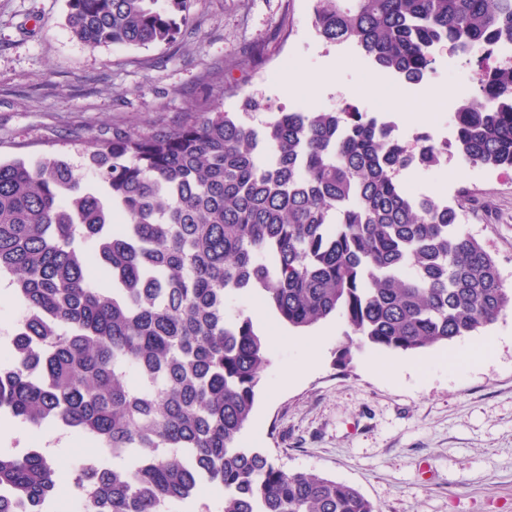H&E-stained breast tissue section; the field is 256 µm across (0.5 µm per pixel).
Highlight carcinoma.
<instances>
[{"label":"carcinoma","instance_id":"carcinoma-1","mask_svg":"<svg viewBox=\"0 0 512 512\" xmlns=\"http://www.w3.org/2000/svg\"><path fill=\"white\" fill-rule=\"evenodd\" d=\"M158 2L68 0L69 23L91 48L168 45L186 0ZM312 2L324 41L409 83L426 80L439 50L512 43V0ZM484 68L487 105L459 103L453 148L512 168V69ZM81 152L90 184L54 154L0 160V275L32 317L8 345L0 414L78 429L131 458L79 470L93 491L85 512H160L204 482L224 493L219 512H381L347 483L239 447L270 346L230 305L260 297L297 333L341 315L343 365L354 349L416 353L496 322L512 290L493 257L453 208L398 179L438 163L430 135L413 152L387 120L347 103L274 112L259 127L190 112L148 134L116 126ZM5 489L0 512L57 501L55 462L0 451Z\"/></svg>","mask_w":512,"mask_h":512}]
</instances>
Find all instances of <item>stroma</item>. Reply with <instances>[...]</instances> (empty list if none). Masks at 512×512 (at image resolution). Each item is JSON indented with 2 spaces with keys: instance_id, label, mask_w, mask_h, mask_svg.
Returning a JSON list of instances; mask_svg holds the SVG:
<instances>
[{
  "instance_id": "35a3bbf8",
  "label": "stroma",
  "mask_w": 512,
  "mask_h": 512,
  "mask_svg": "<svg viewBox=\"0 0 512 512\" xmlns=\"http://www.w3.org/2000/svg\"><path fill=\"white\" fill-rule=\"evenodd\" d=\"M190 24L172 44L90 48L72 33L67 0H0V156L29 159L51 151L80 163L78 149L106 139L113 125L139 133L182 120L191 110L239 111L261 102L248 120L270 113L336 109L349 101L371 109L376 74L355 46L325 42L312 23L311 0H187ZM420 94L392 113L398 135L447 133L453 115L435 110L451 91L476 92V65L445 53ZM224 94L207 96L208 85ZM428 108L419 121L418 108ZM400 180L409 194L455 192L483 183L475 218L462 231L494 258L512 289V169H489L448 153L444 168L416 167ZM319 352L298 340L270 345L252 421L239 444L270 454L288 471L357 487L383 512H512V308L486 331L417 354L364 348L337 363L347 326L332 317L319 326ZM493 341L490 357L469 350ZM318 366L307 370L311 356ZM381 360L388 371H372ZM299 377L285 383L288 369ZM52 424H14L0 448L43 450L58 465L62 501L74 500L81 465L111 455L86 450L79 437L48 447Z\"/></svg>"
}]
</instances>
